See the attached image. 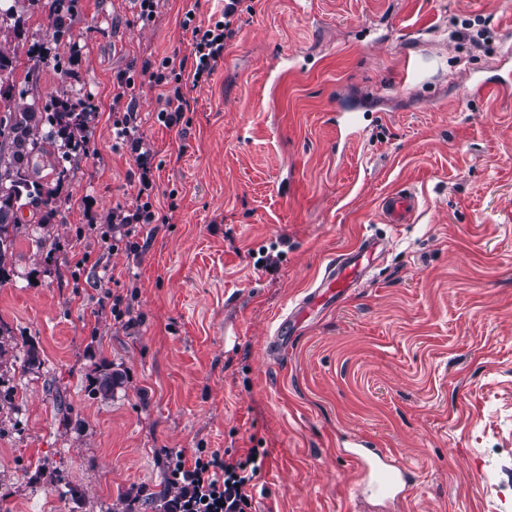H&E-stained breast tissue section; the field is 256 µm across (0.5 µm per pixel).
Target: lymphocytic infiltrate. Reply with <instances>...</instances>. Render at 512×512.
<instances>
[{
    "label": "lymphocytic infiltrate",
    "instance_id": "lymphocytic-infiltrate-1",
    "mask_svg": "<svg viewBox=\"0 0 512 512\" xmlns=\"http://www.w3.org/2000/svg\"><path fill=\"white\" fill-rule=\"evenodd\" d=\"M240 3L241 0H224L219 18L209 19L204 26L195 23L193 14H186L182 28L190 35L194 81L211 76L223 60L226 44L236 34L233 22ZM149 81L161 89L157 121L168 128L178 126L191 105L183 69L177 66L175 57L161 58L150 72ZM134 88L130 73L117 75L112 97V150L132 157L135 168L129 174V182L136 193L132 202L116 204L107 218L106 237L115 249H134L139 225L166 224L171 220L170 214L155 202L154 153L141 132L142 118ZM264 458V452L256 448L238 456L203 448L195 449L190 457L181 451L168 453V475L180 496L177 512H253L254 482Z\"/></svg>",
    "mask_w": 512,
    "mask_h": 512
}]
</instances>
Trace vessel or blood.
Segmentation results:
<instances>
[{
    "mask_svg": "<svg viewBox=\"0 0 512 512\" xmlns=\"http://www.w3.org/2000/svg\"><path fill=\"white\" fill-rule=\"evenodd\" d=\"M512 89V70L479 79L471 86L470 95L500 94ZM385 223L400 225L410 223L419 207L417 195L401 189L384 196L380 202ZM382 239L370 235L331 259L321 277L306 291L277 324L272 341L273 348L287 346L291 328L301 323L315 309L340 300L355 288L384 253ZM355 460L360 468L357 494L369 493L381 498L405 496L413 482V473L402 462L383 453L373 451L368 441L356 443Z\"/></svg>",
    "mask_w": 512,
    "mask_h": 512,
    "instance_id": "obj_1",
    "label": "vessel or blood"
}]
</instances>
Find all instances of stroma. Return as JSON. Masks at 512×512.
Here are the masks:
<instances>
[{"label":"stroma","mask_w":512,"mask_h":512,"mask_svg":"<svg viewBox=\"0 0 512 512\" xmlns=\"http://www.w3.org/2000/svg\"><path fill=\"white\" fill-rule=\"evenodd\" d=\"M296 2L242 0L181 133L156 121L141 69L187 55L185 13L224 0H160L147 25L137 0H74L59 43L53 0L25 15L17 60H44L16 93L65 89L93 110L54 214L22 209L0 285L16 356L39 355L0 380V512H110L162 489L166 448L266 449L256 512H388L353 494L340 444L355 438L413 469L399 512H512V99L463 95L499 62L512 0ZM124 71L177 209L112 251L104 219L134 194L133 161L112 151ZM351 104L366 130L340 146ZM404 188L420 206L395 228L379 202ZM364 234L386 239L383 259L270 353L279 316ZM108 293L122 319L97 316ZM105 362L123 383L104 401L89 390Z\"/></svg>","instance_id":"stroma-1"}]
</instances>
